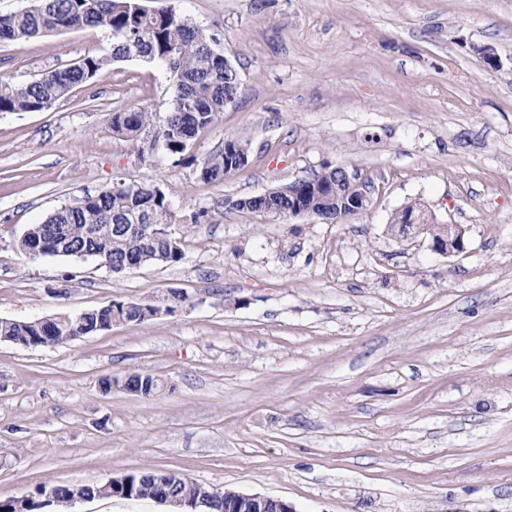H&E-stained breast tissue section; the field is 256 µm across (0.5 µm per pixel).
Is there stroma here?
<instances>
[{
  "instance_id": "35a3bbf8",
  "label": "stroma",
  "mask_w": 512,
  "mask_h": 512,
  "mask_svg": "<svg viewBox=\"0 0 512 512\" xmlns=\"http://www.w3.org/2000/svg\"><path fill=\"white\" fill-rule=\"evenodd\" d=\"M144 4L215 31L237 97L185 155L153 145L173 97L155 63L116 62L47 111L0 114V319L167 290L190 303L61 345L0 340V501L165 470L297 512H512V0ZM107 44L96 29L2 40L0 76L28 82ZM130 106L156 114L135 142L111 125ZM228 141L247 165L201 181L199 160ZM327 167L369 186L341 223L234 207ZM122 179L163 189L180 263L116 275L18 251L70 197ZM410 205L465 227V252L400 238ZM134 371L159 380L153 397L103 391Z\"/></svg>"
}]
</instances>
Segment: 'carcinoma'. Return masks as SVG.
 <instances>
[{"label": "carcinoma", "instance_id": "obj_1", "mask_svg": "<svg viewBox=\"0 0 512 512\" xmlns=\"http://www.w3.org/2000/svg\"><path fill=\"white\" fill-rule=\"evenodd\" d=\"M138 0H28L20 10L0 13V40L23 42L54 31L93 28L111 40L105 55L86 56L62 65L41 78L19 83L0 77V112H43L74 89L96 80L114 62L133 57L165 66L174 78L172 103L163 125V148L182 154L197 136L217 121L232 103L236 75L224 71V54L218 39L170 8L150 12L137 7ZM155 114L145 109L112 113V130L137 140L138 133L153 124ZM243 144L232 151L221 150L204 158L199 176L206 183H219L244 167L247 159ZM305 202L314 215L330 219L336 213V200L350 202L358 197L354 189L341 185L336 196V171L327 167L308 178ZM292 207L288 195L240 199L236 208L255 213L281 214ZM173 207L160 186L150 183H114L95 195L73 196L45 221L31 227L33 236L45 243L42 255L54 257L90 256L115 274L128 266L180 263L184 257L182 238L174 235ZM394 223L408 227L419 223L435 240L448 238L442 224H430L423 214L408 206L394 216ZM162 304L175 311L190 297L169 291L160 295ZM148 320L137 303L124 307L112 302L90 310L84 320L73 316L13 323L0 321V336L15 337L27 346H54L96 334L117 321ZM153 470L127 475L114 489L116 496H148L154 482ZM166 491L173 496L191 493L190 481L173 475Z\"/></svg>", "mask_w": 512, "mask_h": 512}]
</instances>
